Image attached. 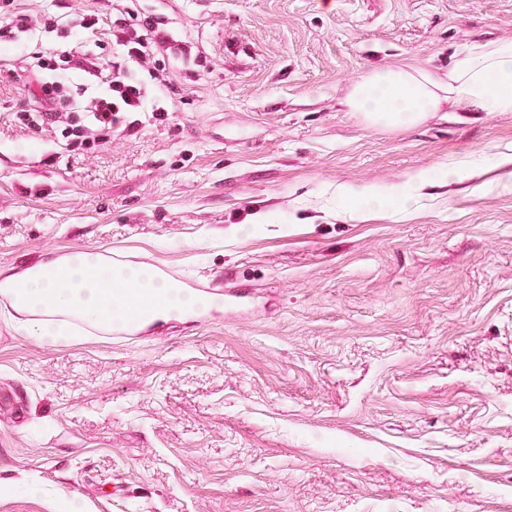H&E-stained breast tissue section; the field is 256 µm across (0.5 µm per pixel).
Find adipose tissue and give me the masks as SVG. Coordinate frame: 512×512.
<instances>
[{
	"label": "adipose tissue",
	"instance_id": "adipose-tissue-1",
	"mask_svg": "<svg viewBox=\"0 0 512 512\" xmlns=\"http://www.w3.org/2000/svg\"><path fill=\"white\" fill-rule=\"evenodd\" d=\"M466 102L484 112H512V41H476L458 51L446 78L412 67L378 69L350 88L348 111L364 113L376 126H414L443 104ZM338 196L350 212L398 206L410 210L414 196L370 186L344 185Z\"/></svg>",
	"mask_w": 512,
	"mask_h": 512
}]
</instances>
